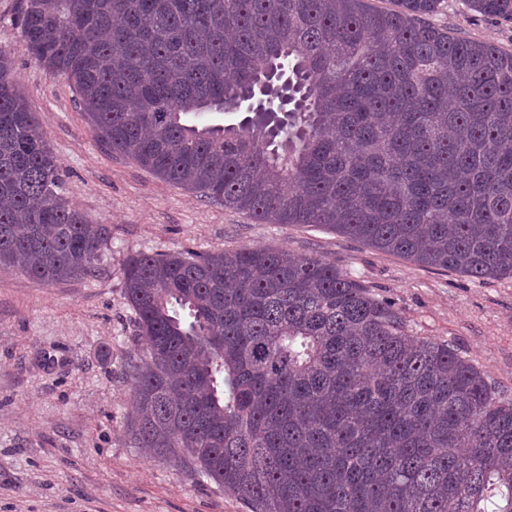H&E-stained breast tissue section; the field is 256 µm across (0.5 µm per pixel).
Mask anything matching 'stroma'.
<instances>
[{
    "mask_svg": "<svg viewBox=\"0 0 512 512\" xmlns=\"http://www.w3.org/2000/svg\"><path fill=\"white\" fill-rule=\"evenodd\" d=\"M17 0H0V49L66 176L64 195L112 227L99 275L53 284L0 266V512H248L238 496L133 447L141 342L124 298L127 256L265 247L346 270L512 394V278L421 267L306 224H258L176 188L97 141L63 79L20 46ZM434 25L512 51V23L445 0Z\"/></svg>",
    "mask_w": 512,
    "mask_h": 512,
    "instance_id": "stroma-1",
    "label": "stroma"
}]
</instances>
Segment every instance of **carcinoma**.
Here are the masks:
<instances>
[{
	"mask_svg": "<svg viewBox=\"0 0 512 512\" xmlns=\"http://www.w3.org/2000/svg\"><path fill=\"white\" fill-rule=\"evenodd\" d=\"M19 0L20 43L89 129L258 223L512 277V52L444 0ZM512 22V0H464ZM240 113L236 123L212 114ZM63 178L0 51V265L93 278L112 239ZM146 342L128 435L250 512H512V398L320 257L132 254ZM444 1L443 9L430 17L431 23L455 35L489 41L503 50L512 51V23L473 13L466 8L463 0Z\"/></svg>",
	"mask_w": 512,
	"mask_h": 512,
	"instance_id": "obj_1",
	"label": "carcinoma"
}]
</instances>
